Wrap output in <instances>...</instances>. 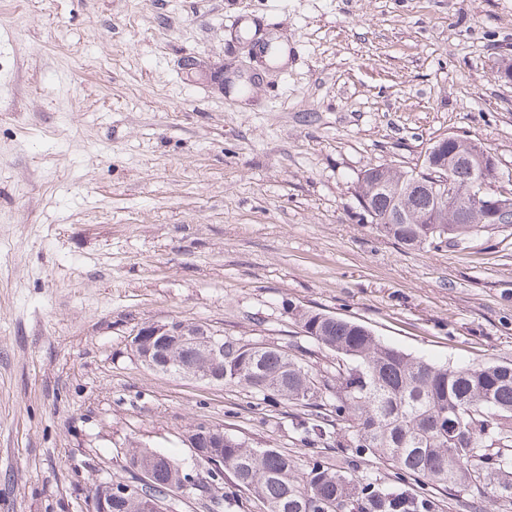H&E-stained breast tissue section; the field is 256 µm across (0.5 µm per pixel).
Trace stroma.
Returning a JSON list of instances; mask_svg holds the SVG:
<instances>
[{"instance_id": "1", "label": "stroma", "mask_w": 512, "mask_h": 512, "mask_svg": "<svg viewBox=\"0 0 512 512\" xmlns=\"http://www.w3.org/2000/svg\"><path fill=\"white\" fill-rule=\"evenodd\" d=\"M259 35L284 64L255 61ZM511 65L512 0H0V512H87L142 444L193 466L199 422L303 470L346 456L339 422L300 442L315 410L148 369L145 321L304 352L321 380L336 356L295 310L439 364L512 362V224L407 250L356 199L365 170L421 168L449 135L512 193Z\"/></svg>"}]
</instances>
